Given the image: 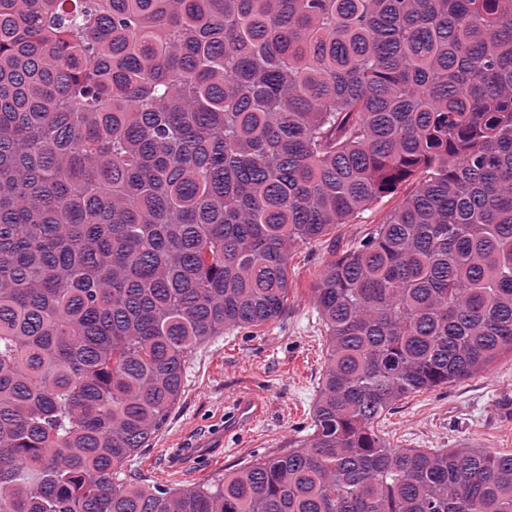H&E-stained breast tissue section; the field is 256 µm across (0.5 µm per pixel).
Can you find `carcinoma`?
<instances>
[{"instance_id": "cac0c4a2", "label": "carcinoma", "mask_w": 512, "mask_h": 512, "mask_svg": "<svg viewBox=\"0 0 512 512\" xmlns=\"http://www.w3.org/2000/svg\"><path fill=\"white\" fill-rule=\"evenodd\" d=\"M317 274L312 432L217 484L124 468L187 359ZM512 357V0H0V512H512V454L395 448Z\"/></svg>"}]
</instances>
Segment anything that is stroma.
<instances>
[{
	"label": "stroma",
	"instance_id": "stroma-1",
	"mask_svg": "<svg viewBox=\"0 0 512 512\" xmlns=\"http://www.w3.org/2000/svg\"><path fill=\"white\" fill-rule=\"evenodd\" d=\"M400 202V195L386 196L360 221L296 248L288 309L280 320L256 336L225 331L193 351L181 398L150 447L128 466L129 481L145 488L204 484L305 437L327 349L311 293L315 275L334 251L383 223ZM249 394L264 399V416L247 431L225 434V407ZM506 396L512 397L510 358L489 372L403 397L375 430L393 447L512 453V419L498 409Z\"/></svg>",
	"mask_w": 512,
	"mask_h": 512
}]
</instances>
